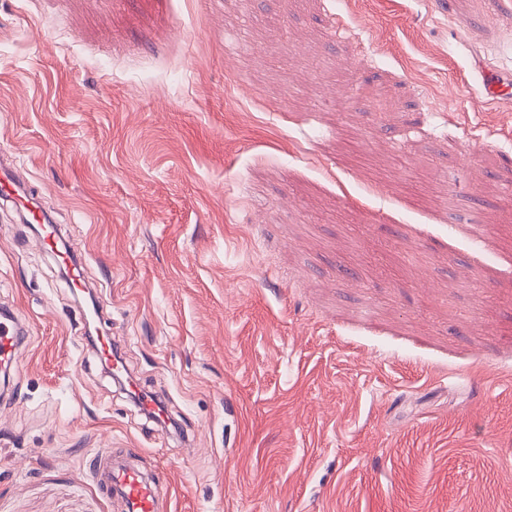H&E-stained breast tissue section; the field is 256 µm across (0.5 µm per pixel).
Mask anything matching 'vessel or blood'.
I'll return each instance as SVG.
<instances>
[{
	"instance_id": "vessel-or-blood-1",
	"label": "vessel or blood",
	"mask_w": 512,
	"mask_h": 512,
	"mask_svg": "<svg viewBox=\"0 0 512 512\" xmlns=\"http://www.w3.org/2000/svg\"><path fill=\"white\" fill-rule=\"evenodd\" d=\"M0 199L11 202L28 224L43 222L44 217L34 198L28 193L18 167L0 162ZM18 359L17 338L11 325L0 321V362ZM97 481L107 495L122 499L125 512H162L164 502L155 481L146 479L135 466L113 459L111 449L101 452Z\"/></svg>"
}]
</instances>
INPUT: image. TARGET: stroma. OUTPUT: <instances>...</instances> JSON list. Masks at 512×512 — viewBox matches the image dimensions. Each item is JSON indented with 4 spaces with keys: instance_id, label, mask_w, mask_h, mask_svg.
<instances>
[{
    "instance_id": "stroma-1",
    "label": "stroma",
    "mask_w": 512,
    "mask_h": 512,
    "mask_svg": "<svg viewBox=\"0 0 512 512\" xmlns=\"http://www.w3.org/2000/svg\"><path fill=\"white\" fill-rule=\"evenodd\" d=\"M512 0H0V512H512ZM455 195V210L444 195ZM0 199L11 202L20 212L23 222L41 224L46 222L39 205L28 193L19 168L13 163L0 162ZM17 336L11 325L5 321H0V362H12L15 365L18 361ZM112 453V448L102 450L97 468V481L108 497H120L126 512H162L165 504L158 484L146 479L137 467L116 458L112 460Z\"/></svg>"
}]
</instances>
